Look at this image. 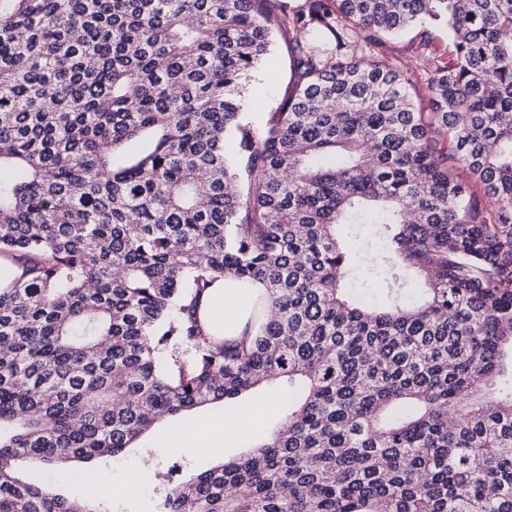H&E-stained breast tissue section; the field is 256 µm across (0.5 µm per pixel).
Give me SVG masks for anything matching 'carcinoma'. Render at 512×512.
Segmentation results:
<instances>
[{"label": "carcinoma", "instance_id": "obj_1", "mask_svg": "<svg viewBox=\"0 0 512 512\" xmlns=\"http://www.w3.org/2000/svg\"><path fill=\"white\" fill-rule=\"evenodd\" d=\"M416 24L448 27L428 112L350 38ZM3 169L0 512H72L49 473L109 512L70 463L263 385L280 426L155 512H512V0H0ZM221 276L264 288L228 341ZM291 34L277 32L268 62L254 70L243 89V108L256 120L275 112L288 95L291 80Z\"/></svg>", "mask_w": 512, "mask_h": 512}]
</instances>
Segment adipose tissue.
<instances>
[{"label": "adipose tissue", "instance_id": "ef3b65f1", "mask_svg": "<svg viewBox=\"0 0 512 512\" xmlns=\"http://www.w3.org/2000/svg\"><path fill=\"white\" fill-rule=\"evenodd\" d=\"M250 296L249 289L238 287L236 282L222 278L215 282L204 298L202 312L223 320L224 336L230 339L239 335L249 319ZM281 404V397L276 396L269 398L261 407L241 411L230 420L219 414L214 415L204 426L188 434L177 429L169 430L163 446L167 449L178 448L185 439L190 438L198 447L211 451L219 448L228 437L250 439L260 428L264 417L276 411Z\"/></svg>", "mask_w": 512, "mask_h": 512}]
</instances>
